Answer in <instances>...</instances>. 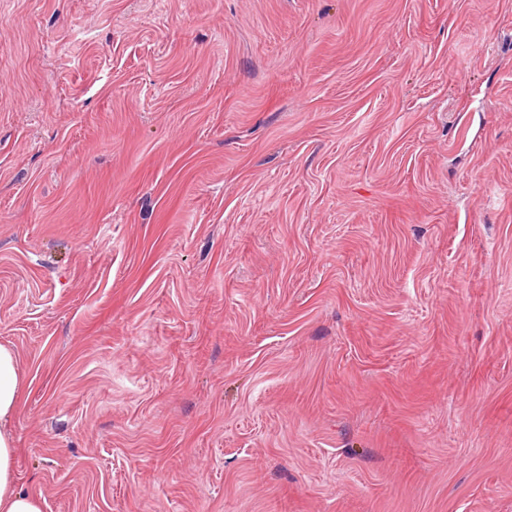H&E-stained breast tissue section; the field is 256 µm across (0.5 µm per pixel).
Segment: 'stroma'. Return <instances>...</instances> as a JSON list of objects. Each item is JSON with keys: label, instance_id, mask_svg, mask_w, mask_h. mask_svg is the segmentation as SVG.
<instances>
[{"label": "stroma", "instance_id": "obj_1", "mask_svg": "<svg viewBox=\"0 0 512 512\" xmlns=\"http://www.w3.org/2000/svg\"><path fill=\"white\" fill-rule=\"evenodd\" d=\"M0 345L42 512H512V0H0Z\"/></svg>", "mask_w": 512, "mask_h": 512}]
</instances>
